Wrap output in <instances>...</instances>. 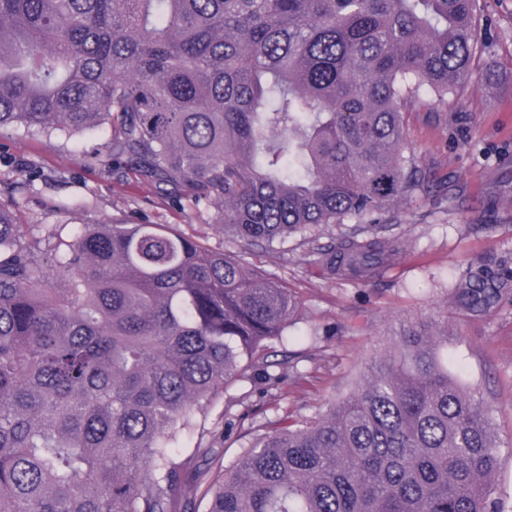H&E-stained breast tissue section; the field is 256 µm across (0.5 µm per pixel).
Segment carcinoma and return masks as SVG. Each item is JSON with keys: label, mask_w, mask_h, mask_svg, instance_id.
Wrapping results in <instances>:
<instances>
[{"label": "carcinoma", "mask_w": 512, "mask_h": 512, "mask_svg": "<svg viewBox=\"0 0 512 512\" xmlns=\"http://www.w3.org/2000/svg\"><path fill=\"white\" fill-rule=\"evenodd\" d=\"M479 0H0V132L110 129L103 167L187 188L247 246L355 222L313 249L369 282L409 250L374 215L431 182L404 112L471 75ZM0 207V512H503L489 409L416 327L341 401L252 439L222 478L180 438L231 380L269 392L298 301L165 224ZM54 251L44 261L40 244ZM512 271L461 281L477 315Z\"/></svg>", "instance_id": "cac0c4a2"}]
</instances>
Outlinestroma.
I'll use <instances>...</instances> for the list:
<instances>
[{"mask_svg":"<svg viewBox=\"0 0 512 512\" xmlns=\"http://www.w3.org/2000/svg\"><path fill=\"white\" fill-rule=\"evenodd\" d=\"M484 50L472 75L447 103L425 98L404 115L407 144L431 173L428 189L400 203L390 234L408 239L406 257L368 283L337 281L314 263L302 237L256 249L254 269L277 276L299 301V314L277 357L300 354L282 394H260L249 380L229 384L181 445L215 448L231 466L251 438L287 418L303 422L348 393L366 362L400 330L424 322L447 336L448 369L487 406L501 447L496 494L512 512V296L488 315L458 302L471 273L512 268V0H480ZM109 138L13 132L0 138V205L15 223L169 224L229 255L241 243L212 222L213 210L161 192L130 168L112 172L92 159ZM230 437H222L226 421Z\"/></svg>","mask_w":512,"mask_h":512,"instance_id":"stroma-1","label":"stroma"}]
</instances>
